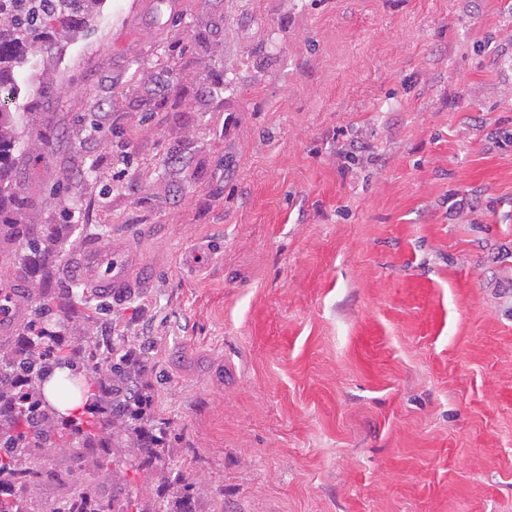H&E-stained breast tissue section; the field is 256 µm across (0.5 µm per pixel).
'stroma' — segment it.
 Masks as SVG:
<instances>
[{
	"label": "stroma",
	"mask_w": 512,
	"mask_h": 512,
	"mask_svg": "<svg viewBox=\"0 0 512 512\" xmlns=\"http://www.w3.org/2000/svg\"><path fill=\"white\" fill-rule=\"evenodd\" d=\"M14 100L32 222L76 336L151 350L166 468L70 476L143 512H512V0H105ZM234 81L236 91L222 87ZM50 131L48 153L28 137ZM370 161L344 165L350 142ZM467 199L452 209L449 196ZM125 237L121 304L68 261Z\"/></svg>",
	"instance_id": "obj_1"
}]
</instances>
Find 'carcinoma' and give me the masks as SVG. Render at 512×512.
Instances as JSON below:
<instances>
[{
	"label": "carcinoma",
	"mask_w": 512,
	"mask_h": 512,
	"mask_svg": "<svg viewBox=\"0 0 512 512\" xmlns=\"http://www.w3.org/2000/svg\"><path fill=\"white\" fill-rule=\"evenodd\" d=\"M102 0H0V241L21 238L15 264L26 270L55 255L61 224H27L21 218L31 207L18 181L14 151L19 118L11 109L17 93L14 71L31 52L50 54L62 38L90 28ZM64 331L53 307L38 302L30 312L23 341L0 344V512H27L28 489L42 452L78 444L90 454L97 448H146L139 464L161 460L152 452L165 444L166 432L147 427L148 406L133 390V369L121 361L101 368L91 349L66 336H31V330ZM67 370L94 382L79 414L63 413L45 394V379ZM71 495L82 500L79 512H105L95 489L81 485Z\"/></svg>",
	"instance_id": "obj_1"
}]
</instances>
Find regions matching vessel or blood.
I'll use <instances>...</instances> for the list:
<instances>
[{
    "mask_svg": "<svg viewBox=\"0 0 512 512\" xmlns=\"http://www.w3.org/2000/svg\"><path fill=\"white\" fill-rule=\"evenodd\" d=\"M142 260L130 244L113 242L103 248L90 242L70 263V271L88 292L121 303L145 288Z\"/></svg>",
    "mask_w": 512,
    "mask_h": 512,
    "instance_id": "vessel-or-blood-1",
    "label": "vessel or blood"
}]
</instances>
